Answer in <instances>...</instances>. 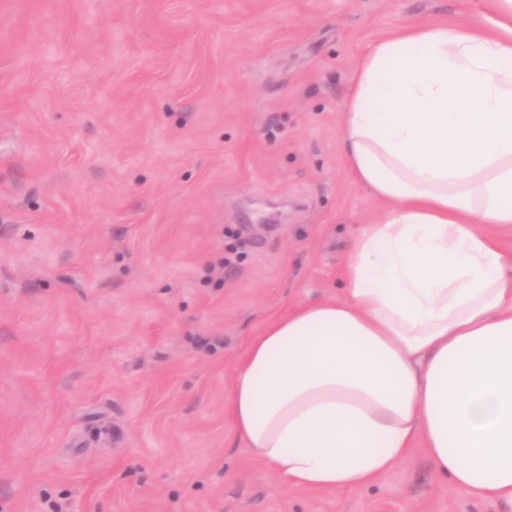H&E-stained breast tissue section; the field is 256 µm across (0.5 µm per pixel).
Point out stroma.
<instances>
[{"label": "stroma", "mask_w": 512, "mask_h": 512, "mask_svg": "<svg viewBox=\"0 0 512 512\" xmlns=\"http://www.w3.org/2000/svg\"><path fill=\"white\" fill-rule=\"evenodd\" d=\"M491 0H0V512H500L423 448L284 485L237 444L251 340L340 297L381 205L356 68Z\"/></svg>", "instance_id": "obj_1"}]
</instances>
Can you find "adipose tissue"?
I'll return each mask as SVG.
<instances>
[{
  "mask_svg": "<svg viewBox=\"0 0 512 512\" xmlns=\"http://www.w3.org/2000/svg\"><path fill=\"white\" fill-rule=\"evenodd\" d=\"M469 27L414 26L357 68L343 150L384 206L344 294L255 337L229 396L237 438L286 484L375 483L422 444L512 512V0Z\"/></svg>",
  "mask_w": 512,
  "mask_h": 512,
  "instance_id": "adipose-tissue-1",
  "label": "adipose tissue"
}]
</instances>
